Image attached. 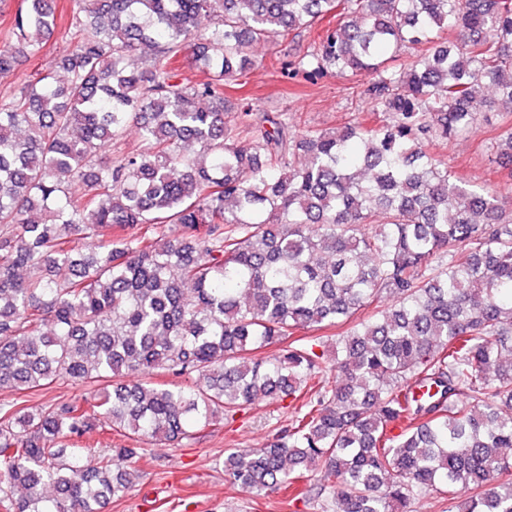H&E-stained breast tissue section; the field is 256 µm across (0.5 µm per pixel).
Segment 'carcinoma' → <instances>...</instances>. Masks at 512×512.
Returning <instances> with one entry per match:
<instances>
[{
  "label": "carcinoma",
  "instance_id": "carcinoma-1",
  "mask_svg": "<svg viewBox=\"0 0 512 512\" xmlns=\"http://www.w3.org/2000/svg\"><path fill=\"white\" fill-rule=\"evenodd\" d=\"M75 2L65 79L0 101V391L98 390L87 409L0 404V512L124 498L141 449L67 446L97 422L179 446L267 397L296 412L265 447L224 455L245 492L314 466L335 512H410L460 484L472 496L457 512H512V199L427 150L487 107L512 118V0ZM329 14L292 74L373 76L363 94L386 123H230L224 84L249 48ZM54 22L53 0H21L0 75ZM190 39L205 82L173 66ZM132 123L144 150L103 160ZM498 155L512 165V124ZM336 328L334 363L315 351L324 337L292 339Z\"/></svg>",
  "mask_w": 512,
  "mask_h": 512
}]
</instances>
